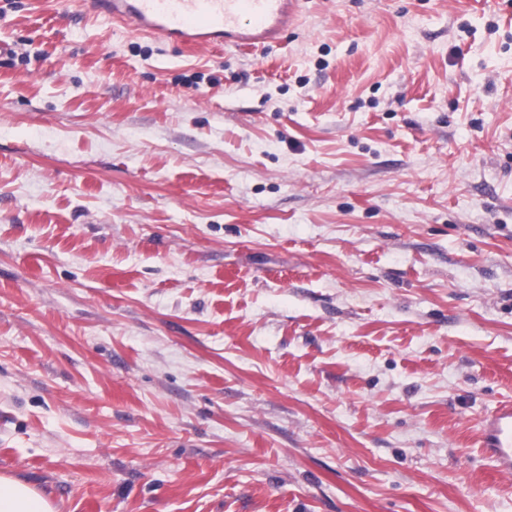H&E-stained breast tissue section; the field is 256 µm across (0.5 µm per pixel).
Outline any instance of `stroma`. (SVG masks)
<instances>
[{"mask_svg": "<svg viewBox=\"0 0 512 512\" xmlns=\"http://www.w3.org/2000/svg\"><path fill=\"white\" fill-rule=\"evenodd\" d=\"M512 0H302L189 52L0 0V474L57 512H512ZM482 448L503 474L512 473V401L499 403L479 426Z\"/></svg>", "mask_w": 512, "mask_h": 512, "instance_id": "stroma-1", "label": "stroma"}]
</instances>
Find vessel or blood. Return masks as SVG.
Listing matches in <instances>:
<instances>
[{"label": "vessel or blood", "mask_w": 512, "mask_h": 512, "mask_svg": "<svg viewBox=\"0 0 512 512\" xmlns=\"http://www.w3.org/2000/svg\"><path fill=\"white\" fill-rule=\"evenodd\" d=\"M96 14L136 34L184 47L253 49L282 39L300 0H92ZM482 446L495 469L512 473V401L480 422Z\"/></svg>", "instance_id": "obj_1"}]
</instances>
